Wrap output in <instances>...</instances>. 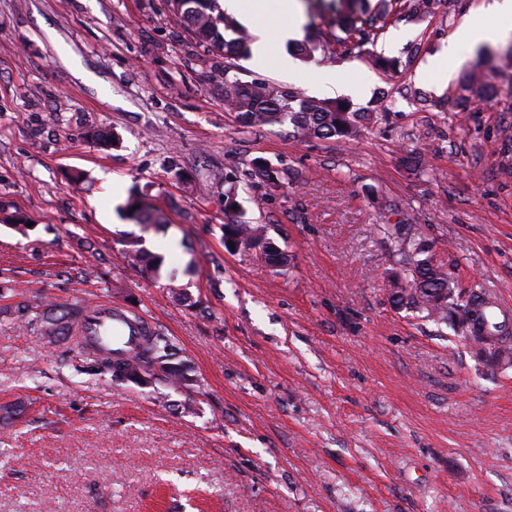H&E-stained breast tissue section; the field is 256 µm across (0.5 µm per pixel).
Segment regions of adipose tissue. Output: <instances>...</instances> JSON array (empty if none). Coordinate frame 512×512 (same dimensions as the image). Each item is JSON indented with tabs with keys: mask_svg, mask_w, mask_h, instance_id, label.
I'll return each mask as SVG.
<instances>
[{
	"mask_svg": "<svg viewBox=\"0 0 512 512\" xmlns=\"http://www.w3.org/2000/svg\"><path fill=\"white\" fill-rule=\"evenodd\" d=\"M221 4L225 15L252 25L256 36L252 59L255 66L269 65L273 48L299 36V0H278L273 14L268 11L267 0H221ZM491 16L512 17V0H484L464 26L449 37L447 48L432 61L431 73L447 72L449 62L457 60L461 47L506 40L512 29L488 25Z\"/></svg>",
	"mask_w": 512,
	"mask_h": 512,
	"instance_id": "1",
	"label": "adipose tissue"
}]
</instances>
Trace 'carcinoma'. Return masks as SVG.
<instances>
[{
  "mask_svg": "<svg viewBox=\"0 0 512 512\" xmlns=\"http://www.w3.org/2000/svg\"><path fill=\"white\" fill-rule=\"evenodd\" d=\"M214 2L170 0V5L200 46L219 53L230 50L238 56L246 53L250 35L224 14L215 12ZM434 4L435 0H346L345 13L336 23V30L330 32L328 43L341 47L367 43L377 38L392 20L405 15H427ZM223 76L225 107L252 128L287 123L304 137L354 139L372 117L370 112L350 111L341 100H311L292 88L264 81L242 82L226 72ZM252 174L271 182L288 179V171L272 170L257 160L252 164ZM225 204L224 236L242 249L265 250L269 242L267 226L240 219L238 210L234 209L238 202L232 187L226 191ZM125 214L138 224L165 223L161 211L138 196L126 204ZM384 233L388 234L400 266V271L390 279L393 304L417 311L434 322L457 317L454 327L461 331L462 339L476 346L499 344L497 351L491 353L496 360L512 352L507 346L512 340L509 318L500 320L495 316L481 286L476 284L461 294L452 273L444 263L434 259L431 243L413 231L412 225L402 224ZM123 257L145 277H158L162 261L146 251L142 240L126 241ZM87 313L84 307L60 311L52 307L37 313V320L48 342L59 337L72 342L71 349L91 367L111 374L118 381H133L137 372L151 368L155 362L170 365V370L157 377V381L178 387L191 381L187 364L177 359L173 337L164 331L145 328L136 336L133 347L117 352L92 336L71 333L72 324L86 318Z\"/></svg>",
  "mask_w": 512,
  "mask_h": 512,
  "instance_id": "obj_1",
  "label": "carcinoma"
}]
</instances>
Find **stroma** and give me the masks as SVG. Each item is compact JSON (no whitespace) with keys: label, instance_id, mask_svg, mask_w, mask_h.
Listing matches in <instances>:
<instances>
[{"label":"stroma","instance_id":"stroma-1","mask_svg":"<svg viewBox=\"0 0 512 512\" xmlns=\"http://www.w3.org/2000/svg\"><path fill=\"white\" fill-rule=\"evenodd\" d=\"M481 4L287 48L291 74L198 46L168 0H0V212L26 226L0 223V512H151L170 488L210 512H512V362L391 303L383 232L414 224L512 318V62L428 73ZM227 66L377 116L354 140L244 127ZM232 185L287 267L226 250ZM133 190L165 226L124 218ZM136 237L185 300L123 262ZM102 302L173 336L192 384L112 381L17 313Z\"/></svg>","mask_w":512,"mask_h":512}]
</instances>
